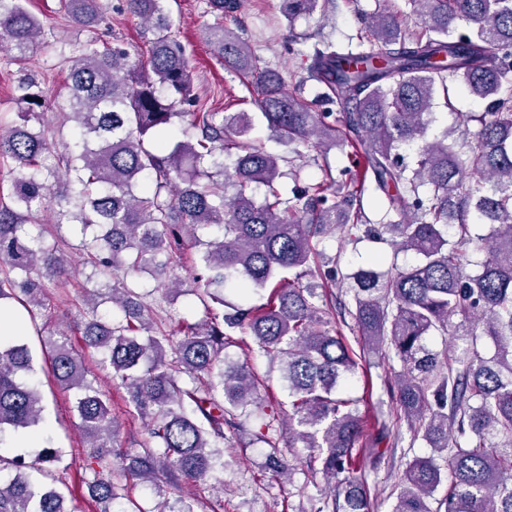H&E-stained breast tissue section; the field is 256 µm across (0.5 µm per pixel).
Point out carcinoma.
Listing matches in <instances>:
<instances>
[{"instance_id": "1", "label": "carcinoma", "mask_w": 512, "mask_h": 512, "mask_svg": "<svg viewBox=\"0 0 512 512\" xmlns=\"http://www.w3.org/2000/svg\"><path fill=\"white\" fill-rule=\"evenodd\" d=\"M29 0H0V50L30 58L49 33ZM331 0H281L293 23L326 11ZM420 19L414 29L378 9L354 44L321 38L307 54L306 79L324 89L341 118L317 112L285 88L249 41L222 26L208 30L215 54L250 85L271 136L285 146L361 150L356 170L322 185H295L281 197L279 157L247 139L246 112H191L192 65L172 34L165 0H125L149 34L140 53L97 39L72 45L68 92L57 103L68 141L45 131V95L36 82L19 85L18 120H0V161L15 176L0 189V305L28 311L43 305L48 281L70 273V257L47 242L36 215L57 198L56 225L80 227L83 264L100 287L74 307L82 310V349L68 338L44 343L56 384L75 394L74 415L93 451L84 478L95 512L114 508L123 479L132 476L163 492L182 477L211 490L224 469L217 445L251 434L267 445L262 474L285 479L287 448H306L307 470L327 490L305 512H374L367 475L389 448L386 421L363 443L361 397L342 396L341 381L358 362L344 337L353 327L364 351L402 363L392 400L413 439L445 459L406 464L391 512H512V0H408ZM216 18L239 10V0H208ZM77 29L100 25L98 0H64ZM459 86L483 102L481 112L455 113L453 130L426 139L436 97L452 107ZM191 116L182 138L172 128ZM476 130H471V127ZM416 147L414 163L398 161ZM268 193L258 203L254 185ZM371 191L386 212L411 214L406 224L365 225V237L385 241L418 262L377 263L343 273L334 267L319 283V245L358 227L363 196ZM485 224L474 234L470 225ZM195 250L193 274L204 307L197 322L162 321L143 301L137 276L148 273L173 300L186 292L177 270ZM485 253L481 262L476 253ZM349 284L351 307L339 303L330 321L315 303L318 289ZM234 287L259 302L224 312V290ZM109 302L112 313L101 314ZM351 321H346V318ZM249 336L277 365L288 410L270 399L265 382L225 354L231 333ZM451 336L452 348L427 345ZM479 336L495 353L480 354ZM100 355L126 390L128 413L144 423L138 448L123 449L106 394L94 386L84 350ZM31 352L13 336L0 341V444L7 435L39 442L31 463L0 457V512H77L61 487L68 466L51 447ZM256 421L248 432L246 421ZM197 499L162 501L160 512H197Z\"/></svg>"}]
</instances>
